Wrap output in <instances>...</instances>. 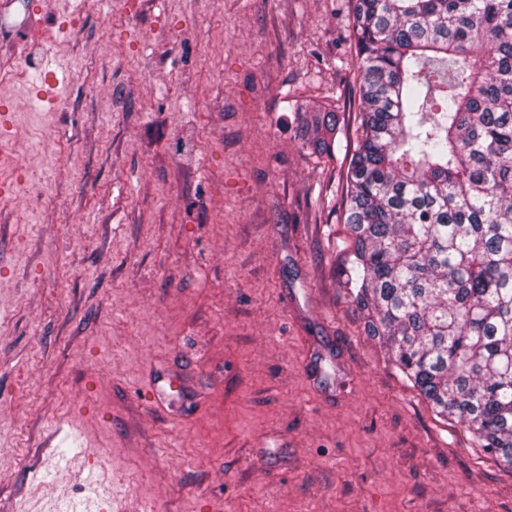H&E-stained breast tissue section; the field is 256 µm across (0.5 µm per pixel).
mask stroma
<instances>
[{
	"label": "stroma",
	"instance_id": "35a3bbf8",
	"mask_svg": "<svg viewBox=\"0 0 512 512\" xmlns=\"http://www.w3.org/2000/svg\"><path fill=\"white\" fill-rule=\"evenodd\" d=\"M348 4L0 5L22 73L0 85V512H512V470L341 283ZM323 105L330 160L298 138ZM10 125H13L9 114L1 115L0 120V195L3 198L13 189L14 176L17 169V157L10 146Z\"/></svg>",
	"mask_w": 512,
	"mask_h": 512
}]
</instances>
